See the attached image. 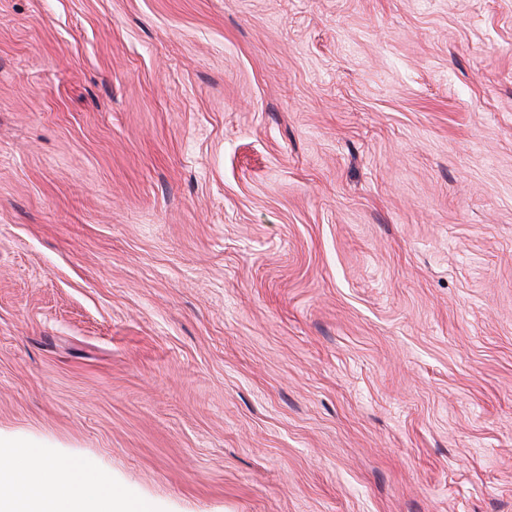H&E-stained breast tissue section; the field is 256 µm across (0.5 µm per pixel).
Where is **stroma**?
<instances>
[{
	"instance_id": "stroma-1",
	"label": "stroma",
	"mask_w": 512,
	"mask_h": 512,
	"mask_svg": "<svg viewBox=\"0 0 512 512\" xmlns=\"http://www.w3.org/2000/svg\"><path fill=\"white\" fill-rule=\"evenodd\" d=\"M0 431L166 512H512V0H0Z\"/></svg>"
}]
</instances>
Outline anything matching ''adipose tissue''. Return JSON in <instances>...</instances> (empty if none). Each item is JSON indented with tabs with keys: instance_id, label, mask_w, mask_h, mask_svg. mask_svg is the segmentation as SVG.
Wrapping results in <instances>:
<instances>
[{
	"instance_id": "1",
	"label": "adipose tissue",
	"mask_w": 512,
	"mask_h": 512,
	"mask_svg": "<svg viewBox=\"0 0 512 512\" xmlns=\"http://www.w3.org/2000/svg\"><path fill=\"white\" fill-rule=\"evenodd\" d=\"M16 446L12 435L0 433V512H160L156 502L116 489L107 473L95 471L79 481L74 460L62 462L37 452L18 461L13 456ZM15 468L36 486L51 485L53 497L35 495L19 501L14 483L4 477Z\"/></svg>"
}]
</instances>
